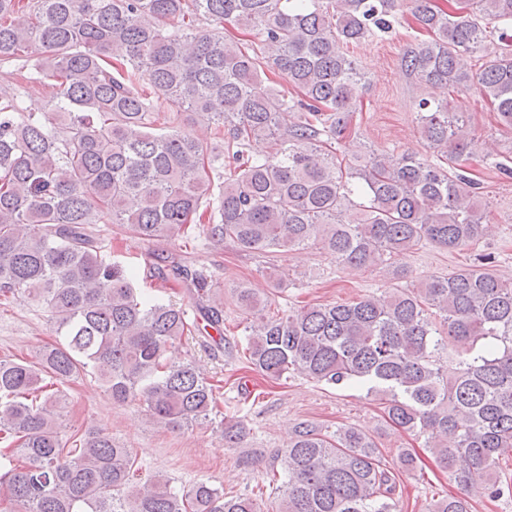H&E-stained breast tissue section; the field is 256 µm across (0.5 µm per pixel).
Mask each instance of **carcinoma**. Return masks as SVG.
Masks as SVG:
<instances>
[{"label":"carcinoma","instance_id":"obj_1","mask_svg":"<svg viewBox=\"0 0 512 512\" xmlns=\"http://www.w3.org/2000/svg\"><path fill=\"white\" fill-rule=\"evenodd\" d=\"M452 15L411 0L429 38L401 57L419 82L475 88L512 126V0H474ZM401 0H0V65L31 83L54 81L44 105L0 94V301L24 294L49 313L57 340L34 359L0 360V441L17 464L0 474L4 512H264L263 498L228 496L207 481L175 492L133 485L135 457L102 429L62 434L68 395L48 392L91 372L118 403L136 402L171 430L192 426L223 398L193 360H167L199 329L183 304L152 299L137 269L104 254L97 225L143 241L189 230L246 252L316 246L342 268L374 267L422 243L449 251L483 231L476 179L459 165L474 137L455 101L422 98L416 115L434 160L367 149L342 165L364 73L353 44L391 29ZM234 18L259 31L248 45L204 21ZM495 37L474 73L468 59ZM281 76L293 95L270 76ZM161 104L209 118L217 152L182 122L154 131ZM292 115L285 124L284 117ZM269 141L275 151L248 153ZM362 198H351V180ZM221 192L211 199L212 182ZM191 285L206 325L223 333L224 300L210 276L164 254ZM245 316L243 357L269 380L297 373L360 385L388 421L426 437L459 497L425 512H471V498L512 494L499 475L512 453V282L464 268L418 288L288 314L253 288L233 289ZM250 429L224 424V445ZM286 481L277 512H404L395 474L364 430L327 434L297 423L277 451Z\"/></svg>","mask_w":512,"mask_h":512}]
</instances>
